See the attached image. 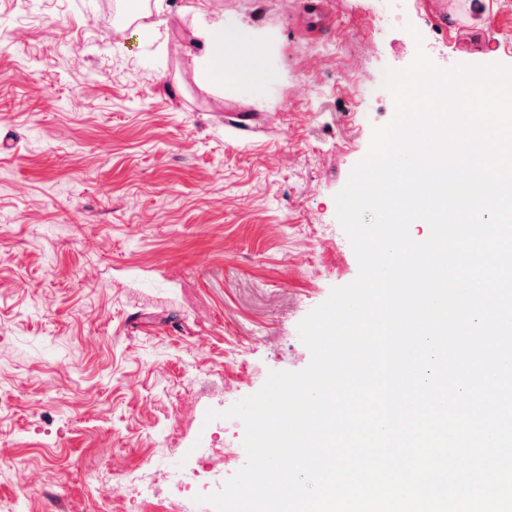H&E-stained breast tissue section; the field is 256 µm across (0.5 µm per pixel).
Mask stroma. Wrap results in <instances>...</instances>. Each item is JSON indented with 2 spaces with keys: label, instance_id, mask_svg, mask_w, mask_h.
<instances>
[{
  "label": "stroma",
  "instance_id": "obj_1",
  "mask_svg": "<svg viewBox=\"0 0 512 512\" xmlns=\"http://www.w3.org/2000/svg\"><path fill=\"white\" fill-rule=\"evenodd\" d=\"M309 3L0 0V512L220 490L245 428L207 411L305 369L299 323L358 275L334 197L394 116L385 70L420 47L512 68V0H328L320 36ZM201 11L262 35L278 82L201 85ZM100 467L104 501L82 478Z\"/></svg>",
  "mask_w": 512,
  "mask_h": 512
}]
</instances>
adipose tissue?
I'll return each instance as SVG.
<instances>
[{
    "mask_svg": "<svg viewBox=\"0 0 512 512\" xmlns=\"http://www.w3.org/2000/svg\"><path fill=\"white\" fill-rule=\"evenodd\" d=\"M193 34L206 47L197 65L202 84L221 92L276 80V72L266 64L268 44L252 28L203 18Z\"/></svg>",
    "mask_w": 512,
    "mask_h": 512,
    "instance_id": "1",
    "label": "adipose tissue"
}]
</instances>
